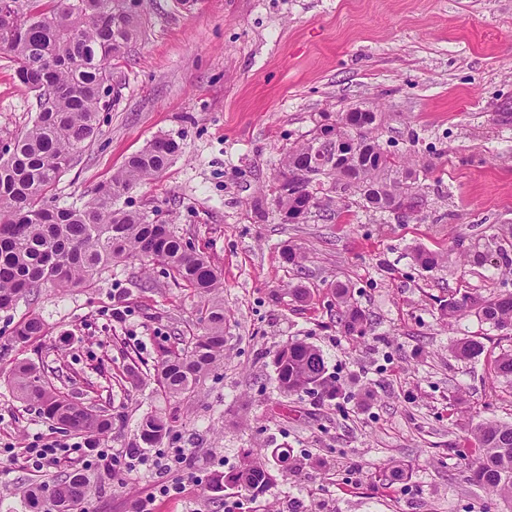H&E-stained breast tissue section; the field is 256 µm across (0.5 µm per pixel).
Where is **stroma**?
Wrapping results in <instances>:
<instances>
[{"label":"stroma","instance_id":"1","mask_svg":"<svg viewBox=\"0 0 512 512\" xmlns=\"http://www.w3.org/2000/svg\"><path fill=\"white\" fill-rule=\"evenodd\" d=\"M143 13L112 67L100 132L53 194L61 206L84 204L153 138L180 140L164 172L120 203L171 224L218 270L224 361L191 400L164 391L157 345L198 335L203 301L165 266L135 258L91 285L50 286L0 310V448L80 439L13 394L19 357L61 369L56 388L110 410L105 445L116 456L149 413L176 414L164 446L183 451L167 471L20 462L0 472V512H26L23 491L79 471L91 493L77 512H140L154 485L179 480L185 492L156 498L153 512H506L469 481L471 461L457 450L477 423H512V383L449 348L474 337L492 353L512 350V331L473 315L446 324L439 303L459 289L512 292V275L461 260L485 236L512 231V0H143ZM354 108L377 113L387 149L430 163L424 209L405 224L355 205L338 220L281 223L282 154ZM36 114L34 92L0 49V149ZM288 245L305 254L303 270L283 262ZM419 248L450 262L423 271ZM341 283L368 316L364 338L336 322ZM26 314L45 333L19 346L12 336ZM293 341L323 351L338 395L279 387L274 358ZM277 448L291 468L274 459ZM249 461L269 469L263 492L212 491L214 474ZM394 463L406 479L381 485Z\"/></svg>","mask_w":512,"mask_h":512}]
</instances>
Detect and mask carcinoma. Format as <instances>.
I'll return each instance as SVG.
<instances>
[{"mask_svg": "<svg viewBox=\"0 0 512 512\" xmlns=\"http://www.w3.org/2000/svg\"><path fill=\"white\" fill-rule=\"evenodd\" d=\"M0 0V9L14 14L16 33L0 37L21 83L37 92L38 113L31 127L0 151V310L36 295L51 284L68 289L85 285L110 264L129 257L168 267L183 286L207 298L201 310L203 333L187 339L173 336L160 344L157 381L172 396L191 397L199 380L224 359V301L221 282L211 263L183 244L170 225L156 223L118 201L134 187L157 177L182 147L170 135L157 136L130 156L112 178L99 185L92 201L81 207H52L45 201L59 176L99 132V113L109 106L111 61L120 57L141 33V0ZM373 112L348 111L329 125L327 137L313 134L288 149L279 175L293 183L289 194L274 202L284 224H306L322 200L307 177L311 160H329L334 153L350 156L345 168L330 173L340 182L352 177L362 187L355 193L367 211L385 214L402 194L418 196L419 174L412 154L385 155L368 134ZM512 243L492 236L475 252L480 264L495 252L504 272L512 273ZM444 253L420 250L417 265L425 271L443 266ZM457 320L470 313L497 329L512 330V293L483 297L458 291L440 308ZM336 318L347 335L366 334L367 317L352 301L349 289H336ZM44 332V323L26 316L13 341L26 344ZM454 357L471 360L488 354L485 344L463 338L451 347ZM491 372L512 383V351L490 357ZM276 380L289 393L315 392L329 386L323 354L312 344L291 342L275 358ZM10 384L16 397L62 428L94 436L112 430V414L93 403L75 401L52 387L34 364L18 360ZM171 432L168 418L151 414L139 425V440L155 448ZM468 447L478 451L473 480L505 501H512V423L484 422L471 432ZM271 481L263 465L251 462L237 472L219 475L212 489L232 484L253 495ZM87 481L69 474L30 491L29 507L40 512H72L89 496Z\"/></svg>", "mask_w": 512, "mask_h": 512, "instance_id": "1", "label": "carcinoma"}]
</instances>
